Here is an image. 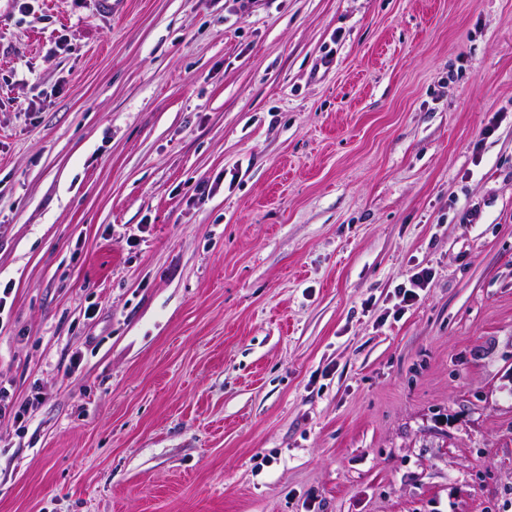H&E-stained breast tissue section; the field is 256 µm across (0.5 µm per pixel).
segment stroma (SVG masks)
<instances>
[{"label":"stroma","mask_w":512,"mask_h":512,"mask_svg":"<svg viewBox=\"0 0 512 512\" xmlns=\"http://www.w3.org/2000/svg\"><path fill=\"white\" fill-rule=\"evenodd\" d=\"M1 285L0 512H512V0H0ZM432 280V271L429 268H421L418 272L414 273L408 280L409 287L406 284L398 286V294L402 296V302L407 305H412L419 297L416 290L427 288Z\"/></svg>","instance_id":"obj_1"}]
</instances>
